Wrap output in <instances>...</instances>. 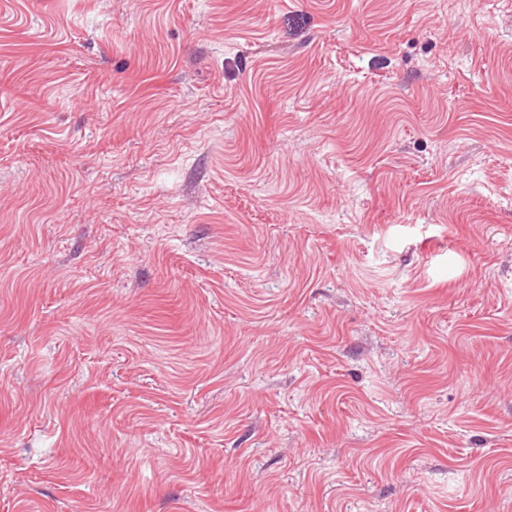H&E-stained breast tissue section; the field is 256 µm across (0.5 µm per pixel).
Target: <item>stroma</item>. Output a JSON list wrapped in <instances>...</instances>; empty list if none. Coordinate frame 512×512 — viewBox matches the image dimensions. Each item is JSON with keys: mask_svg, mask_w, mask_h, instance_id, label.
<instances>
[{"mask_svg": "<svg viewBox=\"0 0 512 512\" xmlns=\"http://www.w3.org/2000/svg\"><path fill=\"white\" fill-rule=\"evenodd\" d=\"M0 512H512V0H0Z\"/></svg>", "mask_w": 512, "mask_h": 512, "instance_id": "obj_1", "label": "stroma"}]
</instances>
